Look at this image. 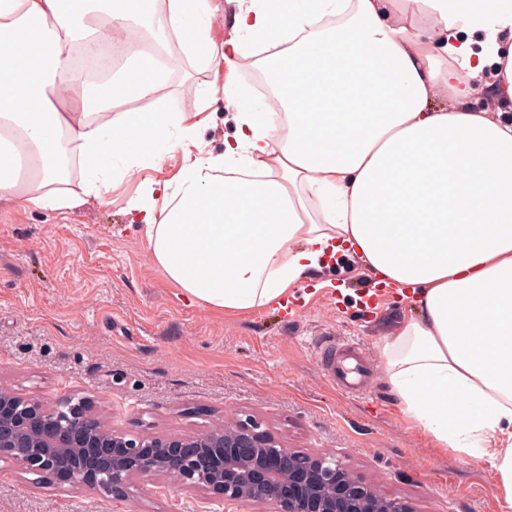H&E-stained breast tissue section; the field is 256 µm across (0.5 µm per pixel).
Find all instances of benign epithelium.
Segmentation results:
<instances>
[{
    "mask_svg": "<svg viewBox=\"0 0 512 512\" xmlns=\"http://www.w3.org/2000/svg\"><path fill=\"white\" fill-rule=\"evenodd\" d=\"M0 460L71 490L121 497L135 482L201 492L253 512H418L388 497L329 453L288 447L251 419L197 434L127 437L98 420L85 397L54 405L0 387Z\"/></svg>",
    "mask_w": 512,
    "mask_h": 512,
    "instance_id": "benign-epithelium-1",
    "label": "benign epithelium"
}]
</instances>
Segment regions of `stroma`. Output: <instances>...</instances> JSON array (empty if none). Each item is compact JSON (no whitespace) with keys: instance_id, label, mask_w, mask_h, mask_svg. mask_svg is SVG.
Instances as JSON below:
<instances>
[{"instance_id":"1","label":"stroma","mask_w":512,"mask_h":512,"mask_svg":"<svg viewBox=\"0 0 512 512\" xmlns=\"http://www.w3.org/2000/svg\"><path fill=\"white\" fill-rule=\"evenodd\" d=\"M147 41L167 66L158 105L199 113L204 154H223L233 113L206 99L223 73H207L165 37ZM180 166L173 157L132 170L104 198L65 214L0 207V384L44 403L89 398L96 417L130 438L250 418L289 447L334 455L418 512H499L490 465L440 453L407 422L383 372L362 396L322 376L324 340L356 342L377 363L385 336L413 313L375 287L359 259L342 256L315 272L284 310L227 314L185 302L127 214L150 181ZM0 512L252 509L207 506L201 493L149 483L122 498L67 490L0 461Z\"/></svg>"}]
</instances>
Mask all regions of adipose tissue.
Here are the masks:
<instances>
[{
    "mask_svg": "<svg viewBox=\"0 0 512 512\" xmlns=\"http://www.w3.org/2000/svg\"><path fill=\"white\" fill-rule=\"evenodd\" d=\"M153 2L0 0V203L66 212L179 154L128 210L183 297L224 312L286 306L352 253L414 309L381 348L404 415L486 461L512 512V121L474 102L478 83L512 102V0H227L221 43L210 0ZM144 20L202 62L250 61L279 111L227 79L209 99L236 132L216 157L186 113L126 111L165 67L138 53L94 86L70 50Z\"/></svg>",
    "mask_w": 512,
    "mask_h": 512,
    "instance_id": "obj_1",
    "label": "adipose tissue"
}]
</instances>
